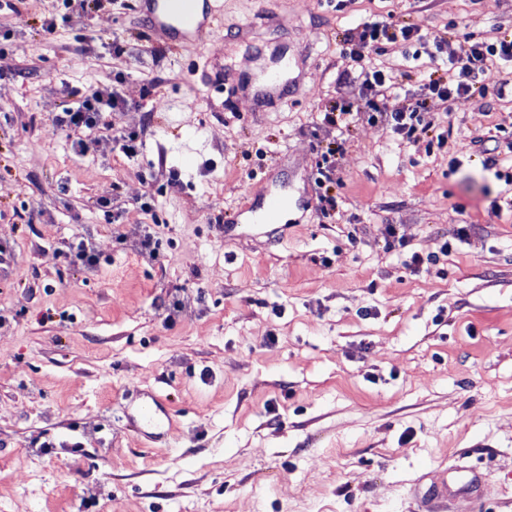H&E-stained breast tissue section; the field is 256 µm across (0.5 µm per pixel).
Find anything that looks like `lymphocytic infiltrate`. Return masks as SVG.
I'll list each match as a JSON object with an SVG mask.
<instances>
[{
	"mask_svg": "<svg viewBox=\"0 0 512 512\" xmlns=\"http://www.w3.org/2000/svg\"><path fill=\"white\" fill-rule=\"evenodd\" d=\"M398 39L418 44L429 61L442 62L443 74L429 80L420 94L411 97L402 109L381 113L380 118L403 141L411 142L419 135L431 133L437 146H444L448 135L437 132L434 118L428 110V99L438 98L452 108L472 93L485 91L490 67L512 60V39L491 43L466 36L451 41L423 34L421 28L414 24L389 20L365 22L346 49L353 66L339 75V84L344 87L360 84L374 96L383 92H403L404 85L399 76L377 69L370 62L371 53L379 51L384 43ZM115 102L114 94L95 91L84 95L77 105L66 106L56 114L57 124L75 135L73 151L76 155L82 156L91 150L92 144L84 134L104 126L106 111Z\"/></svg>",
	"mask_w": 512,
	"mask_h": 512,
	"instance_id": "obj_1",
	"label": "lymphocytic infiltrate"
}]
</instances>
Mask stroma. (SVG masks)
<instances>
[{
  "mask_svg": "<svg viewBox=\"0 0 512 512\" xmlns=\"http://www.w3.org/2000/svg\"><path fill=\"white\" fill-rule=\"evenodd\" d=\"M223 2L222 37L154 53L136 0L48 40L55 0L0 11V512H419L415 482L455 464L484 493L451 512H512V185L483 165L494 146L512 167V96L451 113L429 99L438 149L338 85L360 23L512 39V0ZM412 52L387 43L371 62L417 94L434 67ZM293 65L290 96L251 95ZM102 87L140 108H112L76 156L54 116ZM343 99L361 112L324 214L318 145L339 132L319 114ZM137 127L130 158L115 137ZM161 159L179 181L151 217L130 200ZM250 186L294 216L225 238ZM77 236L96 269L52 263ZM146 391L171 415L155 440L129 421Z\"/></svg>",
  "mask_w": 512,
  "mask_h": 512,
  "instance_id": "stroma-1",
  "label": "stroma"
}]
</instances>
